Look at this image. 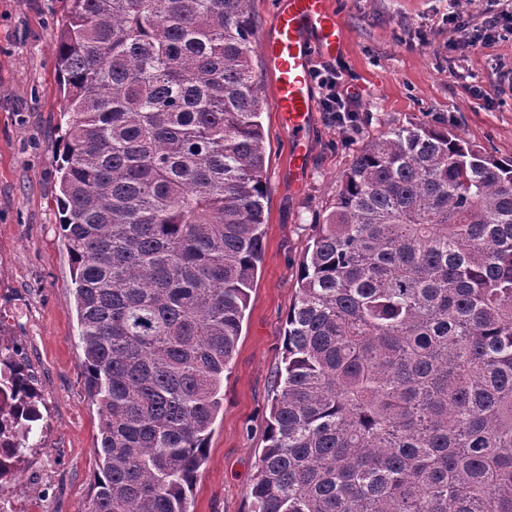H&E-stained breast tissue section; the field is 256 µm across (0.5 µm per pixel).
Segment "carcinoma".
I'll return each instance as SVG.
<instances>
[{
	"label": "carcinoma",
	"instance_id": "cac0c4a2",
	"mask_svg": "<svg viewBox=\"0 0 512 512\" xmlns=\"http://www.w3.org/2000/svg\"><path fill=\"white\" fill-rule=\"evenodd\" d=\"M57 206L100 416L90 512H189L263 260L253 0H67ZM252 512H512V157L359 149L299 265ZM0 344V480L42 420Z\"/></svg>",
	"mask_w": 512,
	"mask_h": 512
}]
</instances>
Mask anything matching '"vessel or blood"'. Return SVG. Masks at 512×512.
I'll return each mask as SVG.
<instances>
[{
	"instance_id": "obj_1",
	"label": "vessel or blood",
	"mask_w": 512,
	"mask_h": 512,
	"mask_svg": "<svg viewBox=\"0 0 512 512\" xmlns=\"http://www.w3.org/2000/svg\"><path fill=\"white\" fill-rule=\"evenodd\" d=\"M274 13V30L262 40L261 48L274 78L276 110L295 145L289 170L298 176L306 167L305 135L313 106L312 54L335 57L343 48L344 32L332 0H276Z\"/></svg>"
}]
</instances>
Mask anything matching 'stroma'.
<instances>
[{"label":"stroma","mask_w":512,"mask_h":512,"mask_svg":"<svg viewBox=\"0 0 512 512\" xmlns=\"http://www.w3.org/2000/svg\"><path fill=\"white\" fill-rule=\"evenodd\" d=\"M345 33L336 61L359 92L357 122L330 123L314 109L302 179L288 172L292 141L274 107L265 133L264 258L242 333L224 374L191 512H251L249 487L264 446L285 319L300 261L331 205L339 174L367 142L421 123L452 129L512 157V92L479 100L468 84L499 83L512 38L464 52L452 45L448 0H333ZM65 0H0V342L18 346L43 398L33 445L0 500L25 512H88L99 470V415L82 368L73 266L56 204L64 99L54 68Z\"/></svg>","instance_id":"stroma-1"}]
</instances>
